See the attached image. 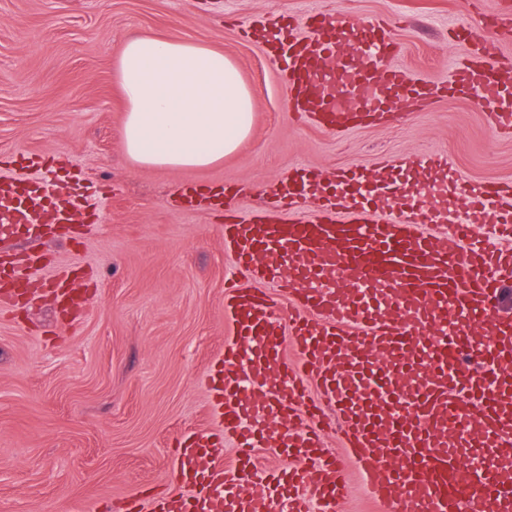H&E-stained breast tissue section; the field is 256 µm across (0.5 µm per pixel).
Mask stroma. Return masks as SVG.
<instances>
[{"mask_svg":"<svg viewBox=\"0 0 512 512\" xmlns=\"http://www.w3.org/2000/svg\"><path fill=\"white\" fill-rule=\"evenodd\" d=\"M311 1L389 20L393 64L435 81L468 53L449 27L502 3L465 13L460 0H0V178L34 187L62 169L85 203L80 222L0 245L15 266L41 258L26 271L37 287L0 307V512H127L131 498L175 491L176 440L214 426L207 376L229 333L234 258L223 209L172 206L180 187H241L246 216L299 167L388 178L406 159L421 176L428 153L459 173L454 194L512 182V138L491 131L473 94L340 136L298 120L278 63L241 30ZM138 33L236 61L254 97L236 152L184 169L126 156L114 62ZM62 271L82 296L66 311L52 295Z\"/></svg>","mask_w":512,"mask_h":512,"instance_id":"1","label":"stroma"}]
</instances>
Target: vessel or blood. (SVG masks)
I'll use <instances>...</instances> for the list:
<instances>
[{"mask_svg":"<svg viewBox=\"0 0 512 512\" xmlns=\"http://www.w3.org/2000/svg\"><path fill=\"white\" fill-rule=\"evenodd\" d=\"M281 16L260 36L280 64L294 112L339 134L363 123L400 120L443 96L482 88L486 119L512 137L507 63L454 61L443 83L410 76L390 58L398 51L385 24H359L343 7L311 9L305 35ZM375 193L369 175L344 172L325 181L300 168L281 185L282 204L318 196L324 216L227 217L224 245L253 280L277 294L231 281L224 292L230 336L210 376L217 427L181 437L178 489L146 512H336L349 493V464L388 512H512V479L487 468L464 475L460 436L477 418L488 431L482 453L512 460V320L499 307L512 281V249H488L471 225L431 230L435 213L422 200L380 216L347 207L345 189ZM28 210L0 215V240L30 223ZM368 284L390 290L387 314L357 296ZM488 340L473 343L476 330ZM290 336L298 355L281 352ZM428 349L429 371L411 394L386 368ZM343 454L325 448L327 431ZM233 434L237 456L224 458ZM282 449L285 466L267 469L257 451Z\"/></svg>","mask_w":512,"mask_h":512,"instance_id":"vessel-or-blood-1","label":"vessel or blood"}]
</instances>
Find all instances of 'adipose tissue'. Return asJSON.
<instances>
[{
	"label": "adipose tissue",
	"mask_w": 512,
	"mask_h": 512,
	"mask_svg": "<svg viewBox=\"0 0 512 512\" xmlns=\"http://www.w3.org/2000/svg\"><path fill=\"white\" fill-rule=\"evenodd\" d=\"M125 103L123 149L142 166H210L252 129L254 100L236 63L205 46L150 34L115 61Z\"/></svg>",
	"instance_id": "obj_1"
}]
</instances>
